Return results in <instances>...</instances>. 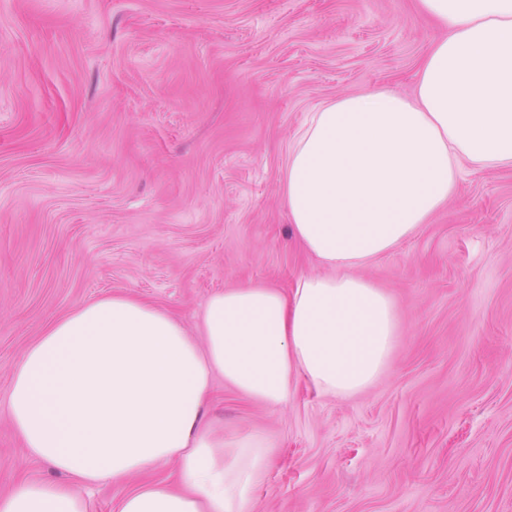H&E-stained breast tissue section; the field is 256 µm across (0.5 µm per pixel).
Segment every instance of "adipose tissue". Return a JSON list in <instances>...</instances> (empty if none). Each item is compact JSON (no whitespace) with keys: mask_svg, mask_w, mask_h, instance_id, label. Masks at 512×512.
Returning a JSON list of instances; mask_svg holds the SVG:
<instances>
[{"mask_svg":"<svg viewBox=\"0 0 512 512\" xmlns=\"http://www.w3.org/2000/svg\"><path fill=\"white\" fill-rule=\"evenodd\" d=\"M447 36L416 93L330 101L288 149L282 195L291 230L326 266L291 288L214 293L200 338L129 294L73 307L16 364L15 432L64 482H24L0 512H88L78 485L137 479L112 512H254L271 464L259 434L225 440L206 419L215 377L276 407L297 380L319 395L370 387L396 345L391 298L355 268L395 249L451 198L463 162L512 167V0H418ZM177 465L173 482L145 475Z\"/></svg>","mask_w":512,"mask_h":512,"instance_id":"ef3b65f1","label":"adipose tissue"}]
</instances>
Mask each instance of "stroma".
Segmentation results:
<instances>
[{"mask_svg":"<svg viewBox=\"0 0 512 512\" xmlns=\"http://www.w3.org/2000/svg\"><path fill=\"white\" fill-rule=\"evenodd\" d=\"M441 35L414 0H0V495L51 480L8 419L25 348L128 293L187 330L211 294L320 272L282 198L309 112L414 96ZM394 301L379 380L272 408L213 381L225 436L267 437L254 512H512V168L358 268Z\"/></svg>","mask_w":512,"mask_h":512,"instance_id":"35a3bbf8","label":"stroma"}]
</instances>
